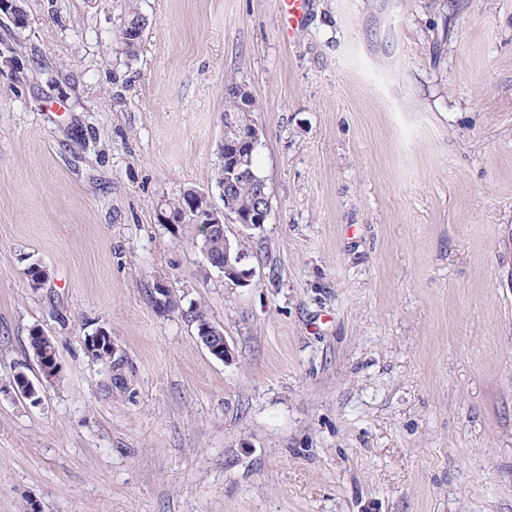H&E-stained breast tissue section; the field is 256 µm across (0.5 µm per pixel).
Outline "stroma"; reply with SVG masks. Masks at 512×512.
Instances as JSON below:
<instances>
[{
    "label": "stroma",
    "instance_id": "stroma-1",
    "mask_svg": "<svg viewBox=\"0 0 512 512\" xmlns=\"http://www.w3.org/2000/svg\"><path fill=\"white\" fill-rule=\"evenodd\" d=\"M24 7L0 15V512H512V0H309L291 30L278 0ZM228 79L271 203L224 221L245 287L157 220L188 188L222 206ZM145 25V18L138 11L134 10L133 13H131L127 17L123 24V27L119 32V40L122 47V51L125 54V56L130 60L135 59L140 52ZM132 31H141L142 34L139 36L140 33H138V39L130 40L132 39L129 38ZM240 86L242 85L233 80H229L224 85V114H235L243 128L247 129V123L252 121L250 119L251 114H253L254 112H258V105L256 104L252 96L249 101V104H245L242 101V98L239 96V93H237V90L239 89ZM242 104L248 105L250 107V112H242ZM199 338L208 351L218 359L229 361V346L224 337V331L210 323L200 327ZM34 328L35 327H33L30 330V333H29V347H30V350H31L33 356L36 358V361H37L38 366H39L40 373L43 374L42 367H49L51 365L50 368L47 370V372H45V377L47 379H54L58 375V373H59L58 363L54 362V361H51L50 365L46 364V363H44L43 365H41V364L43 363V351L45 350L46 346H49V352H51V354H52V359L56 358L55 343H54V341L52 339L50 340V344L47 342V340L38 341L36 338L30 339V335H31L32 330ZM102 342H106L109 345H107V344L104 346L102 345L101 347L98 348L97 351H94L93 358L96 360H100V361H107L108 359H111V355H112V357H114V355L116 353V349L112 342L111 335L106 330H98L91 336H88V338L86 339L84 344H85V348L94 349V346L96 344H100ZM111 348H112V353H111Z\"/></svg>",
    "mask_w": 512,
    "mask_h": 512
}]
</instances>
